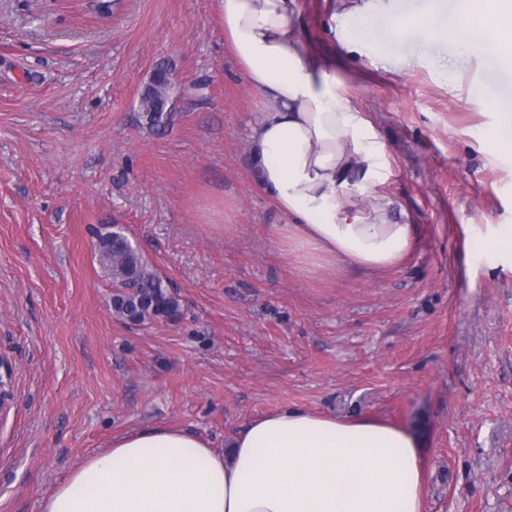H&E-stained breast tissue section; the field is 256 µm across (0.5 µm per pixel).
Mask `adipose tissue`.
I'll use <instances>...</instances> for the list:
<instances>
[{"instance_id":"adipose-tissue-1","label":"adipose tissue","mask_w":512,"mask_h":512,"mask_svg":"<svg viewBox=\"0 0 512 512\" xmlns=\"http://www.w3.org/2000/svg\"><path fill=\"white\" fill-rule=\"evenodd\" d=\"M226 42L256 91L257 184L282 213L284 254L311 274L336 264L400 267L415 226L378 186L383 146L336 92V72L298 25L297 0H216ZM430 37L491 46L512 67V0H463ZM417 433L375 416L285 408L255 418L227 452L174 427L113 436L42 497L40 512H425Z\"/></svg>"}]
</instances>
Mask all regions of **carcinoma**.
<instances>
[{"instance_id": "cac0c4a2", "label": "carcinoma", "mask_w": 512, "mask_h": 512, "mask_svg": "<svg viewBox=\"0 0 512 512\" xmlns=\"http://www.w3.org/2000/svg\"><path fill=\"white\" fill-rule=\"evenodd\" d=\"M173 90L170 72L161 71L141 94L142 118L151 129L166 127L172 113L166 111ZM98 260L112 282V312L132 324L151 320L176 321L181 305L154 265L116 227L98 236Z\"/></svg>"}]
</instances>
